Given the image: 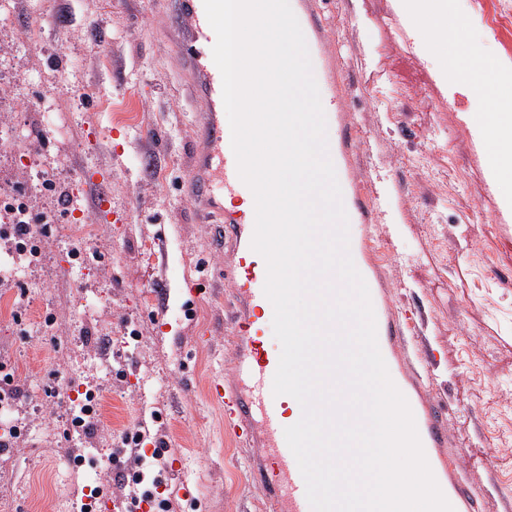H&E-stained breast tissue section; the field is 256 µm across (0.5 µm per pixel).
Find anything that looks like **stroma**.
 Here are the masks:
<instances>
[{
	"mask_svg": "<svg viewBox=\"0 0 512 512\" xmlns=\"http://www.w3.org/2000/svg\"><path fill=\"white\" fill-rule=\"evenodd\" d=\"M177 0H10L0 67L24 106L0 100V187L41 194L24 156L67 190L81 165L106 173L125 222L100 220L86 244L45 237L39 264L19 267L0 299V356L29 396L7 414L21 433L0 463V512H79L86 489L112 496L116 465L75 467L69 453L112 456L126 432L165 442L159 488L175 512H271L253 478L264 451L224 433L209 379L234 348L221 219L188 199L198 138L192 70L174 49ZM334 51L337 125L348 192L380 195L365 260L384 310L406 322L401 355L414 387L448 423L447 455L462 467L475 512H512V207L487 162L469 81L448 78L400 0H310ZM460 52L512 73L497 29L458 0ZM40 48L26 49L30 31ZM82 89L74 99L71 88ZM48 316V332L31 325ZM60 391L62 403L47 398ZM98 388L106 415L88 441L68 430L66 399Z\"/></svg>",
	"mask_w": 512,
	"mask_h": 512,
	"instance_id": "1",
	"label": "stroma"
}]
</instances>
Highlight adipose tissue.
Here are the masks:
<instances>
[{"label":"adipose tissue","instance_id":"1","mask_svg":"<svg viewBox=\"0 0 512 512\" xmlns=\"http://www.w3.org/2000/svg\"><path fill=\"white\" fill-rule=\"evenodd\" d=\"M404 10L416 19L421 32L438 35L449 42L440 53L441 67L448 77L469 73L474 104L482 113V130L494 150L492 171L512 203V95L501 97L502 87H512V75L484 74L471 69L478 53L460 54L452 47L463 34L465 24L456 9V0H402Z\"/></svg>","mask_w":512,"mask_h":512}]
</instances>
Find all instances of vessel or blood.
<instances>
[{
    "instance_id": "b4317fda",
    "label": "vessel or blood",
    "mask_w": 512,
    "mask_h": 512,
    "mask_svg": "<svg viewBox=\"0 0 512 512\" xmlns=\"http://www.w3.org/2000/svg\"><path fill=\"white\" fill-rule=\"evenodd\" d=\"M184 27L186 39L177 47L198 72L197 94L206 117L201 124L203 144L202 171L191 175L185 193L193 199L216 202L224 198L252 200L251 190L241 181L230 142L224 136V123L217 112L222 104V77L212 58L216 36L205 13L203 0H180L173 17ZM87 197L95 210H102L107 200L106 178L99 173H85ZM254 215L236 210L224 217L223 235L230 243L233 264L225 269L224 279L231 288L235 304L233 334L238 355L230 378H212L208 385L210 400L224 409V429L245 447L264 449L265 464L257 477L265 486L272 512H311L306 488L297 461L289 449L284 430L290 426L293 397L276 396L272 383L279 352L266 342V317L273 306L263 288L266 281L264 259L254 252L251 239ZM378 344L392 380H399L403 364L396 352L403 341L402 329L395 316L377 317ZM417 431L432 472L454 512H473L474 502L463 485L457 464L442 458L438 450L447 440L442 416L426 410L421 399L409 397Z\"/></svg>"
}]
</instances>
